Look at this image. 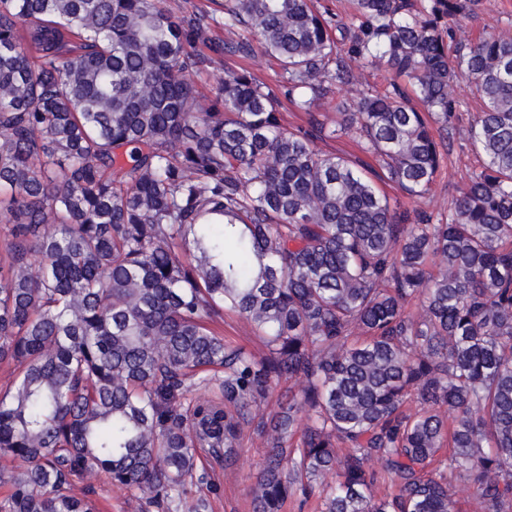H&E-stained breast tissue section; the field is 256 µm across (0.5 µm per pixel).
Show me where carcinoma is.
<instances>
[{
    "mask_svg": "<svg viewBox=\"0 0 512 512\" xmlns=\"http://www.w3.org/2000/svg\"><path fill=\"white\" fill-rule=\"evenodd\" d=\"M480 2L224 0L220 43L165 0H0V512H91L71 478L98 472L168 510L249 428L253 512H458L455 483L512 512V32L450 46ZM258 49L274 84L201 103L215 57ZM365 66L385 92L327 125ZM462 79L483 165L411 217L382 185L429 193ZM350 135L379 167L316 146ZM384 72L376 67H362L355 71V79L352 84L344 86L332 100L321 102L318 112L326 113L329 118L336 119V104L342 101L356 99L359 94L370 87L382 88ZM216 326L223 331L226 340L244 346L256 354H262L263 346L244 320L234 315H224V321L218 320Z\"/></svg>",
    "mask_w": 512,
    "mask_h": 512,
    "instance_id": "cac0c4a2",
    "label": "carcinoma"
}]
</instances>
